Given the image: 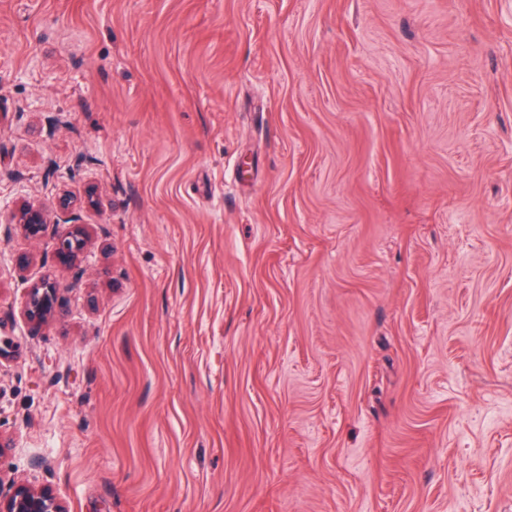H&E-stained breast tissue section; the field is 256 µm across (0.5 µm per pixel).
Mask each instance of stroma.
<instances>
[{"instance_id": "stroma-1", "label": "stroma", "mask_w": 512, "mask_h": 512, "mask_svg": "<svg viewBox=\"0 0 512 512\" xmlns=\"http://www.w3.org/2000/svg\"><path fill=\"white\" fill-rule=\"evenodd\" d=\"M0 439L68 512H512V0H0ZM69 204L68 197L59 200L58 209L22 201L12 209L9 224H14L24 238L34 242L43 239L49 228L53 227L54 252L59 265L66 269H75L81 255L89 246L91 237L86 224H78L72 220L61 224L57 216L58 210L69 207ZM60 308L56 285L39 281L31 286L23 303L22 312L26 321L41 326L53 320Z\"/></svg>"}]
</instances>
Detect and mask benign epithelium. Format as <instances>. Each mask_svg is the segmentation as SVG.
Masks as SVG:
<instances>
[{"instance_id":"obj_1","label":"benign epithelium","mask_w":512,"mask_h":512,"mask_svg":"<svg viewBox=\"0 0 512 512\" xmlns=\"http://www.w3.org/2000/svg\"><path fill=\"white\" fill-rule=\"evenodd\" d=\"M68 198L59 200L58 208L50 209L41 204L22 201L11 211L10 223L20 234L30 240L39 241L47 232L55 239V255L59 265L66 269L78 267L81 255L91 242L87 225L60 222L58 210L69 206ZM60 308L57 287L39 281L31 286L23 303L22 312L26 321L41 326L53 320ZM0 512H66L63 502L47 487L16 486L3 493L0 491Z\"/></svg>"}]
</instances>
